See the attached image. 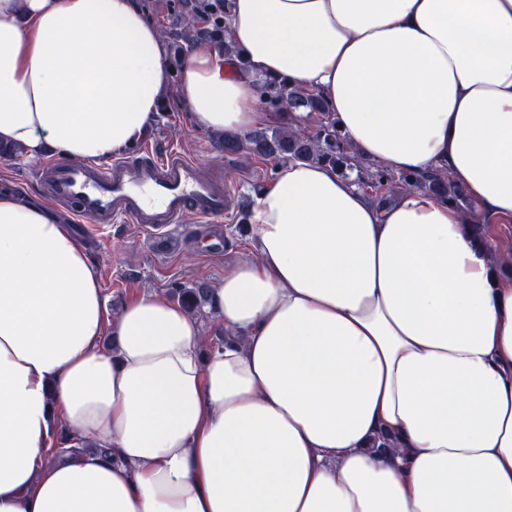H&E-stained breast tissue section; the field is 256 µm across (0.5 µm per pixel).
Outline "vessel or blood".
I'll return each instance as SVG.
<instances>
[{"instance_id":"vessel-or-blood-1","label":"vessel or blood","mask_w":512,"mask_h":512,"mask_svg":"<svg viewBox=\"0 0 512 512\" xmlns=\"http://www.w3.org/2000/svg\"><path fill=\"white\" fill-rule=\"evenodd\" d=\"M40 181L74 216L101 224H138L158 234L195 217L223 221L229 189L223 177L201 175L198 163L177 147L144 146L137 161L97 167L44 162Z\"/></svg>"}]
</instances>
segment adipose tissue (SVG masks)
Wrapping results in <instances>:
<instances>
[{
  "label": "adipose tissue",
  "instance_id": "adipose-tissue-1",
  "mask_svg": "<svg viewBox=\"0 0 512 512\" xmlns=\"http://www.w3.org/2000/svg\"><path fill=\"white\" fill-rule=\"evenodd\" d=\"M224 24L236 55L180 73L196 128L277 120L285 82L365 159L512 218V0H229ZM169 79L137 0H0V154L109 161ZM49 209L0 191V512H512V281L455 206L280 164L207 351L162 294L107 320Z\"/></svg>",
  "mask_w": 512,
  "mask_h": 512
}]
</instances>
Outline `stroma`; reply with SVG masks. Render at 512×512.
<instances>
[{"label":"stroma","instance_id":"stroma-1","mask_svg":"<svg viewBox=\"0 0 512 512\" xmlns=\"http://www.w3.org/2000/svg\"><path fill=\"white\" fill-rule=\"evenodd\" d=\"M157 150L177 144L197 160L205 172L221 174L230 186L232 205L222 223L224 249L210 252L198 238L205 224L188 219L164 236H156L134 224L73 223L69 208L54 204L59 223L87 245L95 262L106 303L108 318H115L123 303L149 293H168L177 283L204 281L217 285L232 268L234 260L248 250L247 234L241 222L244 197L253 196L254 185L266 183L275 165L243 154H225L211 134L195 129L179 80H172L150 138Z\"/></svg>","mask_w":512,"mask_h":512}]
</instances>
